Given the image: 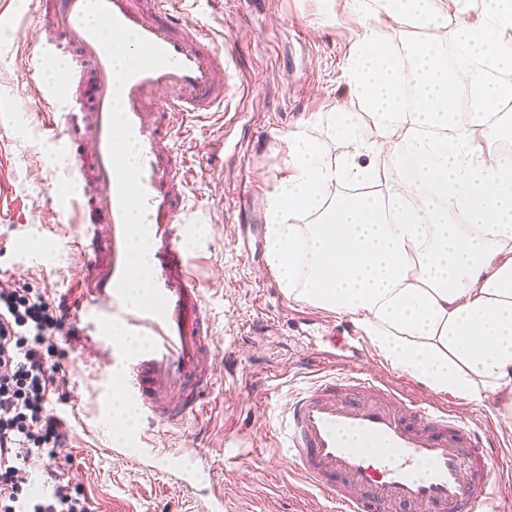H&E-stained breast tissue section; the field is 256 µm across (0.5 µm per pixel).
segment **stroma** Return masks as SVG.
Returning a JSON list of instances; mask_svg holds the SVG:
<instances>
[{
	"label": "stroma",
	"mask_w": 512,
	"mask_h": 512,
	"mask_svg": "<svg viewBox=\"0 0 512 512\" xmlns=\"http://www.w3.org/2000/svg\"><path fill=\"white\" fill-rule=\"evenodd\" d=\"M351 0H186L190 22L229 42L230 93L219 116L179 138L190 168L188 207L196 231L186 247L211 278L208 306L230 360L209 400L219 410L208 423L201 453L224 488V512H335L324 494L301 495L278 433L282 408L305 382L298 357L306 350L335 353L351 367L401 388L426 405L446 406L472 426L494 425L489 401L465 403L436 393L390 369L364 344L351 341V319L294 301L265 263L270 200L288 174L289 132L307 124L330 141L335 108L349 112L362 137L376 128L348 90V53L361 30ZM34 0H0V278L16 288H43L74 305L79 255L69 235L54 233L59 204L70 197L69 159L47 139L39 112L50 67L31 76L24 62L42 26ZM224 139V194L216 196L199 150ZM37 245L46 263L23 258ZM52 359L66 372V396L51 406L69 434L58 462L66 480L89 500L92 512H198L161 467L114 462L116 443L130 446L139 428L116 440L123 424L112 411L92 355L59 340Z\"/></svg>",
	"instance_id": "1"
}]
</instances>
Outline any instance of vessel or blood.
I'll use <instances>...</instances> for the list:
<instances>
[{"mask_svg": "<svg viewBox=\"0 0 512 512\" xmlns=\"http://www.w3.org/2000/svg\"><path fill=\"white\" fill-rule=\"evenodd\" d=\"M183 2L49 0L51 35L38 38L28 65L67 56L89 65L45 89L44 126L71 157L77 193L80 231L70 245L84 270L73 286L71 340L95 354L104 386L135 403L143 425L136 448L112 454L165 464L188 498L205 496L203 512H224L223 489L152 440L157 429L201 418L217 383L204 367L219 340L198 259L185 247L194 232L189 180L173 138L223 106L229 76L225 53L193 27ZM136 278L144 299L135 305ZM282 434L294 473L336 512H505L495 493L505 455L497 437L353 370L320 375L289 396Z\"/></svg>", "mask_w": 512, "mask_h": 512, "instance_id": "obj_1", "label": "vessel or blood"}]
</instances>
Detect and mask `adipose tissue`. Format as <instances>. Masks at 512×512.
<instances>
[{
  "label": "adipose tissue",
  "instance_id": "obj_1",
  "mask_svg": "<svg viewBox=\"0 0 512 512\" xmlns=\"http://www.w3.org/2000/svg\"><path fill=\"white\" fill-rule=\"evenodd\" d=\"M349 52V90L369 111L375 139L348 113L332 115L346 151L329 154L306 127L288 135L290 172L267 210L266 256L289 299L350 317L393 369L436 393L491 399L512 431V0H474L476 20L449 22L440 0H384L394 21L432 32L414 55L419 96L407 108L400 62L366 0ZM456 47L449 56L448 47ZM470 109H456L458 91ZM487 130L474 145L472 127ZM413 163L435 195L389 188L386 197L327 199L335 184L378 179L380 156ZM314 216L311 224L301 215Z\"/></svg>",
  "mask_w": 512,
  "mask_h": 512
}]
</instances>
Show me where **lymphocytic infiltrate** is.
<instances>
[{
	"label": "lymphocytic infiltrate",
	"mask_w": 512,
	"mask_h": 512,
	"mask_svg": "<svg viewBox=\"0 0 512 512\" xmlns=\"http://www.w3.org/2000/svg\"><path fill=\"white\" fill-rule=\"evenodd\" d=\"M72 329L65 304L46 292L0 287V512H90L85 495L49 471L53 490L33 488L32 461L54 458L66 441L50 396L67 378L49 357Z\"/></svg>",
	"instance_id": "obj_1"
}]
</instances>
